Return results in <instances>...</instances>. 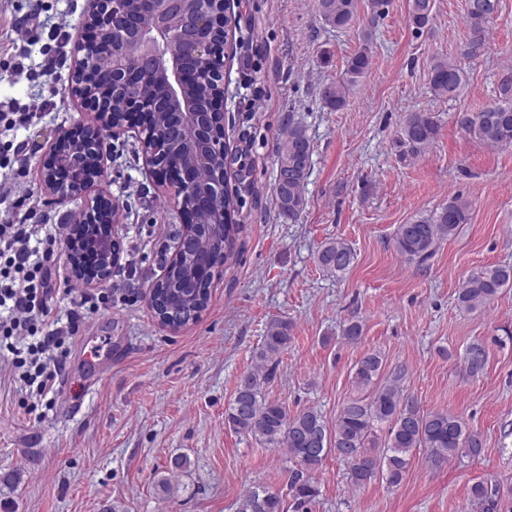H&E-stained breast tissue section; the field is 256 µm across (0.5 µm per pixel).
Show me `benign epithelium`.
I'll list each match as a JSON object with an SVG mask.
<instances>
[{
  "mask_svg": "<svg viewBox=\"0 0 512 512\" xmlns=\"http://www.w3.org/2000/svg\"><path fill=\"white\" fill-rule=\"evenodd\" d=\"M88 0L85 24L89 40L78 39L69 93L93 114L82 139L67 132L48 142L39 162L40 190L57 204L76 203L69 218L79 234L63 239L61 251L68 274L87 288L112 277L120 262L114 237L119 205L100 189L110 145L125 133V124L112 119L115 94L127 101L130 112L171 109L179 123L170 132L164 154L148 146L149 166L159 165L177 184L175 205L191 223L173 242L169 264L156 283L164 282L171 264L179 261L185 243L200 230V216L224 228V168L206 187L199 173L224 157V82L212 81L217 54L213 32L223 29L224 0Z\"/></svg>",
  "mask_w": 512,
  "mask_h": 512,
  "instance_id": "1",
  "label": "benign epithelium"
}]
</instances>
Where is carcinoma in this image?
<instances>
[{"label":"carcinoma","mask_w":512,"mask_h":512,"mask_svg":"<svg viewBox=\"0 0 512 512\" xmlns=\"http://www.w3.org/2000/svg\"><path fill=\"white\" fill-rule=\"evenodd\" d=\"M388 0H370L362 44L348 61L345 77L323 87L322 97L332 110L341 109L350 89L357 85L370 64V39L377 18L383 14ZM433 0H409L408 20L418 31L432 20ZM320 19L336 29L347 27L353 20L357 0H316ZM499 9V0H464V15L472 32L463 57L476 59L485 55L490 45L486 36L489 24ZM465 77L461 62L437 58L429 71V88L438 97H452ZM462 129L488 145L512 146V68L504 69L497 83L495 99L476 113L459 115ZM439 125L430 112H408L401 124V139L418 150L429 145L438 135ZM313 146L305 128L288 116L277 136V174L273 187L279 214L290 219L303 212L307 204L305 185ZM470 204L455 196L448 205L430 216H420L408 224L398 225L393 243L396 251L411 261L422 263L434 252L438 242L454 236L460 225L469 219ZM239 225L233 223V200L224 195V239L211 235L206 247L214 263H226L231 256L234 235ZM355 261L353 249L341 239L321 245L317 263L327 273L345 272ZM193 252L173 265L159 294L163 309L185 325L199 317L210 298L209 280H200L190 290L182 283L190 278ZM506 288H512V265L498 264L470 272L457 291V303L467 311L482 309L493 302ZM288 322L275 319L268 325L255 364L237 384L234 397L224 414V422L232 430L253 438L269 448H284L299 464L292 472L289 487L303 507L312 501L318 489L310 472L316 470L330 454L348 465L352 486L359 488L385 476L388 484L399 485L405 478L416 448L430 450L429 460L440 466L458 454L478 457L483 451L480 436L471 431L460 416L444 412H424L406 395L397 381L376 384L383 357L369 352L354 365L353 383L369 391L365 397L346 401L336 414L334 424L327 425L322 414L306 409L294 415L286 407L265 396L266 387L274 380L281 354L290 343ZM487 350L474 342L463 354L466 372L483 374ZM388 424L384 440H379L377 426ZM499 489L478 481L470 487L471 502L479 507H494L493 497ZM236 512H284L279 493L254 487L240 499Z\"/></svg>","instance_id":"cac0c4a2"}]
</instances>
